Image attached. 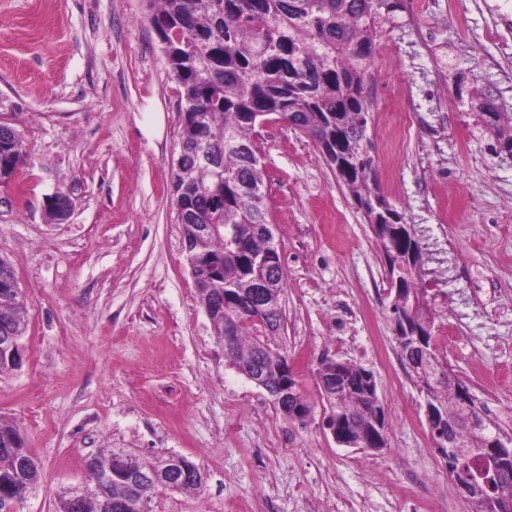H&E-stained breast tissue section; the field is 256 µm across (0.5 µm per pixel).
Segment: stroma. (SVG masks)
Segmentation results:
<instances>
[{
    "mask_svg": "<svg viewBox=\"0 0 512 512\" xmlns=\"http://www.w3.org/2000/svg\"><path fill=\"white\" fill-rule=\"evenodd\" d=\"M443 67L511 106L512 0H441L424 15L403 0L380 22L368 87L379 188L448 259L427 265L437 351L512 437V160L491 156ZM181 120L144 0H0V125L24 155L0 184V258L28 319L24 362L0 375V420L41 473L19 512H55L85 458L110 448L173 452L206 473L201 492L160 491L152 512H471L400 357L375 238L317 146L282 120L256 138L287 271L280 343L310 419L284 417L228 365L177 221ZM59 192L72 209L57 223L46 204ZM327 357L373 372L385 448H346L323 429Z\"/></svg>",
    "mask_w": 512,
    "mask_h": 512,
    "instance_id": "35a3bbf8",
    "label": "stroma"
}]
</instances>
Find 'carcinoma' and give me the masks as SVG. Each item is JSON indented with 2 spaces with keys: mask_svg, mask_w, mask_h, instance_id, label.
I'll use <instances>...</instances> for the list:
<instances>
[{
  "mask_svg": "<svg viewBox=\"0 0 512 512\" xmlns=\"http://www.w3.org/2000/svg\"><path fill=\"white\" fill-rule=\"evenodd\" d=\"M149 23L163 45L179 85L182 127L174 177L176 206L188 208L195 224H222L216 235L197 237L184 225L186 261L197 265L200 303L210 306L222 290L234 296L224 313L212 317L224 356L236 372L253 374L257 351L274 346L285 323L282 293L287 273L281 262L271 219L270 195L255 128L277 115L310 138L327 165L362 211L385 262L389 289L421 291L404 305L390 303L394 321L405 320L426 335L422 345L398 336L400 356L423 399L436 408L430 427L451 430L468 448L484 446L469 427L467 408L459 403L463 384L436 353L435 313L424 287L427 247L415 225L407 223L379 191L373 167V103L366 88L372 77L380 19L402 9L401 0H146ZM483 131L512 149V113L501 111L486 87L468 90ZM14 131H0V183L11 181L22 161ZM0 259V324L25 336V302L10 287ZM270 282V299L261 302L254 284ZM285 361L262 363L272 403L287 414L277 389ZM324 413L336 417L351 448H369L374 422L385 416L373 373L363 366L325 359L318 369ZM124 453L113 448L95 457L85 483L109 478L105 491L82 500L75 512H119L127 489L114 466ZM457 478L488 484L470 497L473 512H491L498 492L512 494V455L496 473L472 455L456 459ZM40 481L36 458L19 431L0 423V489L30 493Z\"/></svg>",
  "mask_w": 512,
  "mask_h": 512,
  "instance_id": "1",
  "label": "carcinoma"
}]
</instances>
